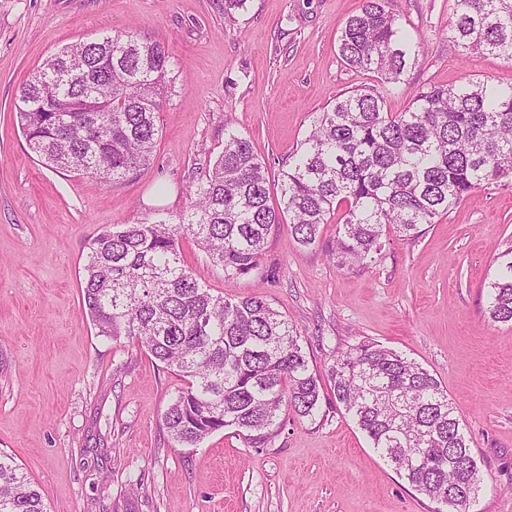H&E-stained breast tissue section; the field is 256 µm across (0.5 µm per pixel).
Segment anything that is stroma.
<instances>
[{
	"mask_svg": "<svg viewBox=\"0 0 512 512\" xmlns=\"http://www.w3.org/2000/svg\"><path fill=\"white\" fill-rule=\"evenodd\" d=\"M362 0H0V452L14 457L49 512H432L371 447L342 407L317 421L283 409L278 435L247 446L233 429L199 447L170 439L163 415L182 377L128 339L97 336L83 305L87 244L115 224L175 220L186 191L224 148L249 137L271 186L312 114L377 76L338 54ZM425 49L401 111L425 84H512V64L460 60L447 38L455 0H387ZM128 30L163 41L173 84L153 163L108 185L38 161L14 119L18 87L65 45ZM273 229L260 269L226 277L184 240L188 265L214 293L262 297L305 339L318 374L334 352L369 340L446 387L482 474L469 512H512V325L491 322L487 285L512 245V185L471 192L423 237L385 238L361 269Z\"/></svg>",
	"mask_w": 512,
	"mask_h": 512,
	"instance_id": "obj_1",
	"label": "stroma"
}]
</instances>
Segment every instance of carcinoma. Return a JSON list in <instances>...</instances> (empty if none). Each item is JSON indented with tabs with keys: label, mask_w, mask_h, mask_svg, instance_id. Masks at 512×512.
Listing matches in <instances>:
<instances>
[{
	"label": "carcinoma",
	"mask_w": 512,
	"mask_h": 512,
	"mask_svg": "<svg viewBox=\"0 0 512 512\" xmlns=\"http://www.w3.org/2000/svg\"><path fill=\"white\" fill-rule=\"evenodd\" d=\"M456 2L448 42L459 55L512 62V0ZM339 54L379 82L313 113L279 198L270 197L268 167L251 140L230 133L188 190L177 224H116L88 243L82 303L97 335L137 342L185 381L164 414L180 447L229 427L260 448L279 432L283 408L314 422L322 402L320 377L286 316L260 297L211 293L187 265L182 238L225 276L246 277L273 228L286 224L299 247H316L321 225L342 206L331 256L362 268L383 237L418 239L470 192L512 180V84H430L413 91L404 111H388L386 95L406 85L423 49L385 0H363L344 22ZM171 71L165 44L132 32L66 45L18 87L19 128L45 167L120 184L153 161ZM506 255L488 283L494 323H512V246ZM329 378L336 403L434 512H468L481 471L447 390L429 371L365 340L338 352ZM0 512H47L2 452Z\"/></svg>",
	"instance_id": "1"
}]
</instances>
